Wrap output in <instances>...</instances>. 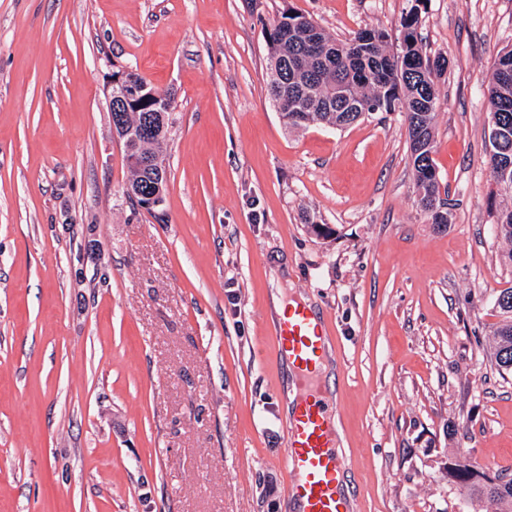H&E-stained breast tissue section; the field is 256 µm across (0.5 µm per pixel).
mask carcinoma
Returning a JSON list of instances; mask_svg holds the SVG:
<instances>
[{
  "label": "carcinoma",
  "instance_id": "1",
  "mask_svg": "<svg viewBox=\"0 0 512 512\" xmlns=\"http://www.w3.org/2000/svg\"><path fill=\"white\" fill-rule=\"evenodd\" d=\"M418 14L401 20L400 51L387 50L388 35L379 29H363L345 41H337L303 13L286 12L268 32L270 59L269 98L282 109L287 127L325 123L343 128L371 112H404L410 150L430 145L427 164L413 161L415 189L420 207L433 223H450L449 202L440 197L439 178L431 156L437 114L436 81L447 61L431 58L418 40ZM126 80L141 90L137 102L117 104L115 129L123 138L131 185L143 197L154 196L164 179L147 165L165 151L161 108L167 103L152 96L155 87L139 73L129 71ZM490 103V169L493 183L512 194V48L494 63L487 85ZM498 237L511 245L502 259L512 266V206L501 211L495 225ZM495 307L501 317L494 331L493 358L498 368L512 371V287L502 289ZM448 480L459 482L477 496L497 501L502 512H512V470L490 477L459 461L448 463Z\"/></svg>",
  "mask_w": 512,
  "mask_h": 512
}]
</instances>
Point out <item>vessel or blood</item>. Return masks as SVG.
<instances>
[{
	"label": "vessel or blood",
	"mask_w": 512,
	"mask_h": 512,
	"mask_svg": "<svg viewBox=\"0 0 512 512\" xmlns=\"http://www.w3.org/2000/svg\"><path fill=\"white\" fill-rule=\"evenodd\" d=\"M275 333L299 378L318 370L328 337L312 309L304 304L289 307L279 316ZM335 413L333 399L312 392L298 403L285 428L288 496L298 512H354L349 465L338 452L333 433Z\"/></svg>",
	"instance_id": "vessel-or-blood-1"
}]
</instances>
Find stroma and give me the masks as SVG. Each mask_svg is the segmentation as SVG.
<instances>
[{
  "label": "stroma",
  "instance_id": "stroma-1",
  "mask_svg": "<svg viewBox=\"0 0 512 512\" xmlns=\"http://www.w3.org/2000/svg\"><path fill=\"white\" fill-rule=\"evenodd\" d=\"M289 9L393 53L417 10L448 60V226L418 205L402 113L285 127L267 32ZM510 47L512 0H0V512H292L275 295L330 326L355 512H499L446 467H512L486 96ZM119 70L174 96L150 210L109 119Z\"/></svg>",
  "mask_w": 512,
  "mask_h": 512
}]
</instances>
